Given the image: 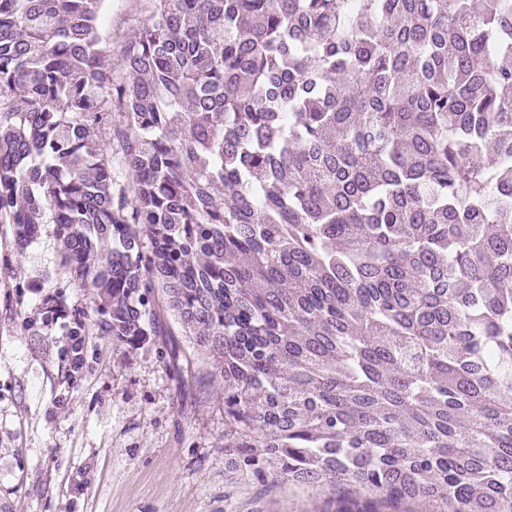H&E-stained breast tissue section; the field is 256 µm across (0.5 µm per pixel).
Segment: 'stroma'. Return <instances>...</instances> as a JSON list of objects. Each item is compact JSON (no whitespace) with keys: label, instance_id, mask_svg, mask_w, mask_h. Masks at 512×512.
I'll use <instances>...</instances> for the list:
<instances>
[{"label":"stroma","instance_id":"obj_1","mask_svg":"<svg viewBox=\"0 0 512 512\" xmlns=\"http://www.w3.org/2000/svg\"><path fill=\"white\" fill-rule=\"evenodd\" d=\"M144 19L111 0L112 56ZM59 261L51 225L21 256L0 233V512H336L329 493L229 470L215 370L174 317L135 348L89 337L71 372L36 287Z\"/></svg>","mask_w":512,"mask_h":512}]
</instances>
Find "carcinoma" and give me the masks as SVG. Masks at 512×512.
<instances>
[{
	"mask_svg": "<svg viewBox=\"0 0 512 512\" xmlns=\"http://www.w3.org/2000/svg\"><path fill=\"white\" fill-rule=\"evenodd\" d=\"M0 0V224L137 347L165 304L229 466L339 512H512V0ZM66 288H87L70 309ZM133 0H112L107 18L109 41L108 47L112 60L119 56L133 33L144 22L145 14L135 7Z\"/></svg>",
	"mask_w": 512,
	"mask_h": 512,
	"instance_id": "obj_1",
	"label": "carcinoma"
}]
</instances>
